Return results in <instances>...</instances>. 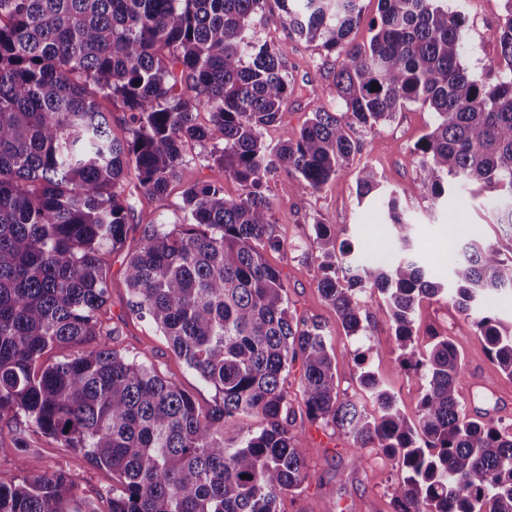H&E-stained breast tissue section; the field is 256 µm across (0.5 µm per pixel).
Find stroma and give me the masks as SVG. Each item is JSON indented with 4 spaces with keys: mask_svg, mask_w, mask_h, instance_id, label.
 Wrapping results in <instances>:
<instances>
[{
    "mask_svg": "<svg viewBox=\"0 0 512 512\" xmlns=\"http://www.w3.org/2000/svg\"><path fill=\"white\" fill-rule=\"evenodd\" d=\"M449 10L462 12L469 25L462 53L468 70L478 76L494 73L499 57L497 28L503 15V0H447ZM255 38L280 44L288 51V72L295 92L283 107L280 122L264 131L267 142L294 139L309 107L310 90H318L323 102L338 108L333 82L335 62L325 51L291 36L274 0H269L262 19L252 28ZM433 124L429 108L410 105L397 112L389 122L368 130L362 147L346 172L338 174L319 190L299 189L285 192V174H278L265 184L277 222L275 236L283 247L266 254L267 261L282 271L287 283L288 307L295 317L325 324L331 336L336 358V378L341 393L374 411L372 398L360 386V370L354 361L359 352H367L368 366L393 393L406 413H414L424 382L414 372L393 364L398 354L391 323L378 315L369 335L347 336L333 307L317 286L316 272L305 254L310 247L315 222L336 225L352 244L355 253L370 257L394 251L398 243L391 225L385 223L380 209L369 201H358L356 174L362 166H372L386 189L397 191L411 225L412 251L417 255L427 277L442 287H451V267L465 242L476 241L512 256V227L498 223L501 205L498 194H473L462 188L458 204L433 202L420 188V158L415 146ZM189 158L179 178L171 183L163 204L138 200L128 220L127 244L135 246L153 224H182L184 189L200 180L223 178L224 194L238 198L242 189L232 178L223 177L216 166H206L200 157L201 145H185ZM459 225L452 233L451 225ZM112 278L110 315L119 328L115 345L127 355L154 365L163 375L188 391L202 409L214 403V391L183 361L176 358L165 338L147 322L132 314L127 306L125 285V250L107 254ZM416 345L427 351L434 335L449 337L460 351L465 374L457 387L458 398L470 415L512 425V378L504 376L488 357L485 342L478 336L471 318L461 312L443 294L424 300L416 310ZM299 370H291L284 383L288 404L298 416L293 425L296 446L311 472L299 490L286 494L281 512H393V489L400 473L394 459L375 448L366 449L365 467L353 458L352 440L330 427L309 422L301 416L303 406ZM20 420L0 419V481L10 482L18 474L40 475L65 470L80 493L92 500L97 512H109L111 473L93 466L81 453L62 448L52 439L31 436L24 461H17L12 435Z\"/></svg>",
    "mask_w": 512,
    "mask_h": 512,
    "instance_id": "stroma-1",
    "label": "stroma"
}]
</instances>
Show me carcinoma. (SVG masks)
Masks as SVG:
<instances>
[{
	"label": "carcinoma",
	"instance_id": "obj_1",
	"mask_svg": "<svg viewBox=\"0 0 512 512\" xmlns=\"http://www.w3.org/2000/svg\"><path fill=\"white\" fill-rule=\"evenodd\" d=\"M274 2L293 34L335 56L342 110L313 89L296 139L269 144L263 130L280 121L294 87L285 48L247 34L267 0H0V419H24L13 437L21 455L42 435L112 472L110 512H279L310 477L284 391L298 361L306 417L349 436L360 465L365 448L396 460L394 512H512V428L460 404L464 366L447 337L426 355L414 347L416 307L443 288L409 252L397 192H384L373 168L358 171V199L382 202L395 254L360 260L319 222L311 259L347 335L388 317L394 365L425 382L414 416L364 354L359 383L377 414L340 394L326 326L293 318L282 273L264 259L283 248L268 177L286 172L288 192L322 189L348 169L364 132L409 104L435 114L416 145L433 202L458 186L512 193V0L493 81L462 65L467 20L439 0H379L362 44L349 39L362 0ZM99 96L128 112V136L113 135ZM201 109L206 125L196 122ZM188 140L212 146L204 159L242 194L225 197L219 180L188 186L189 223L154 225L129 257L126 285L132 312L215 390L207 410L117 350L106 317L105 255L125 244L129 190L163 205L189 162ZM451 273L448 298L473 314L489 356L512 377V324L488 306L512 293V257L467 243ZM61 345L77 351L47 358ZM254 414L261 431L224 441V426ZM0 512L97 510L56 471L0 481Z\"/></svg>",
	"mask_w": 512,
	"mask_h": 512
}]
</instances>
